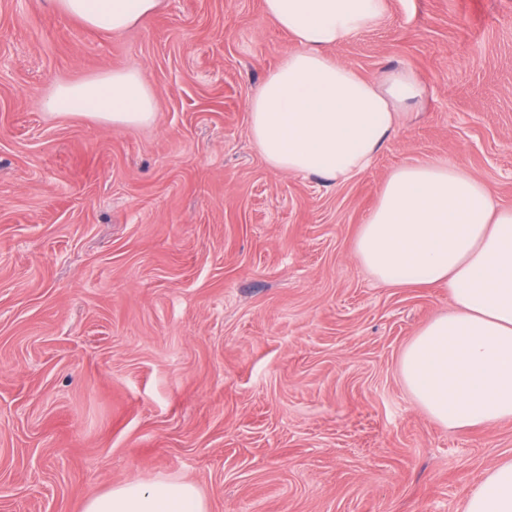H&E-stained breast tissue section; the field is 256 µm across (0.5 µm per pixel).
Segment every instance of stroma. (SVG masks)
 Listing matches in <instances>:
<instances>
[{
  "instance_id": "1",
  "label": "stroma",
  "mask_w": 512,
  "mask_h": 512,
  "mask_svg": "<svg viewBox=\"0 0 512 512\" xmlns=\"http://www.w3.org/2000/svg\"><path fill=\"white\" fill-rule=\"evenodd\" d=\"M292 46L263 0H163L100 32L0 0V512H82L146 475L209 512H464L512 420L451 431L401 377L444 288H390L352 241L384 178L443 161L512 207V0H387L329 54L413 70L421 119L341 186L271 170L249 99ZM141 72L151 124L46 111Z\"/></svg>"
}]
</instances>
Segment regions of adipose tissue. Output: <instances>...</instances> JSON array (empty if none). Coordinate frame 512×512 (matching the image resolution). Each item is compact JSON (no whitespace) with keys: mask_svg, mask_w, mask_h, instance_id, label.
<instances>
[{"mask_svg":"<svg viewBox=\"0 0 512 512\" xmlns=\"http://www.w3.org/2000/svg\"><path fill=\"white\" fill-rule=\"evenodd\" d=\"M86 27L121 32L156 13L160 0H50ZM386 0H263L293 46L249 101V135L268 167L338 186L366 172L413 120L424 95L409 70L370 82L329 56L373 28ZM48 109L115 125L150 123L155 100L136 71L62 85ZM355 258L393 288L447 289L453 311L422 327L400 370L414 400L453 431L512 420V208L491 188L441 161L407 163L381 183L352 243ZM82 512H207L191 483L127 481L88 498ZM465 512H512V458L478 483Z\"/></svg>","mask_w":512,"mask_h":512,"instance_id":"1","label":"adipose tissue"}]
</instances>
